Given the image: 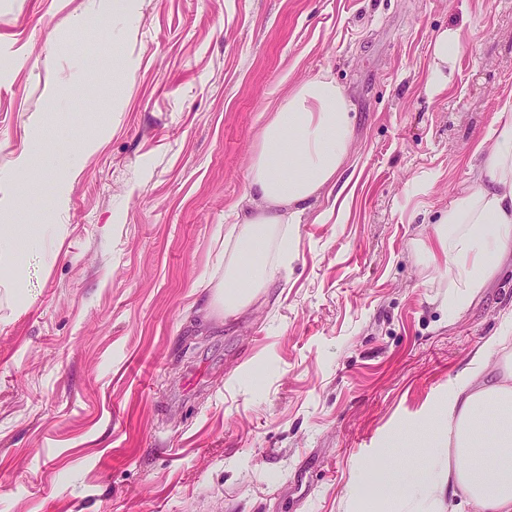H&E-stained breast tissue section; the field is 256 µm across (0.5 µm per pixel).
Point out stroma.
<instances>
[{"mask_svg": "<svg viewBox=\"0 0 512 512\" xmlns=\"http://www.w3.org/2000/svg\"><path fill=\"white\" fill-rule=\"evenodd\" d=\"M118 2L0 0V206L61 229L0 267V512H365L375 473L424 477L512 311V252L453 320L422 252L512 101V0ZM325 73L357 107L338 196L277 287L199 322L262 112ZM461 51L458 31L447 29L440 32L431 44V74L428 91L437 93L448 87L452 76V63Z\"/></svg>", "mask_w": 512, "mask_h": 512, "instance_id": "stroma-1", "label": "stroma"}]
</instances>
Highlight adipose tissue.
Returning <instances> with one entry per match:
<instances>
[{
  "label": "adipose tissue",
  "instance_id": "obj_1",
  "mask_svg": "<svg viewBox=\"0 0 512 512\" xmlns=\"http://www.w3.org/2000/svg\"><path fill=\"white\" fill-rule=\"evenodd\" d=\"M461 50L458 33L440 32L431 45L430 92L447 87ZM356 107L344 87L328 75L272 99L249 168L252 207L241 208L227 238L234 248L224 263V286L207 303L208 316L243 311L272 287L292 259L282 227L301 220L312 199L333 190L342 178L354 132ZM481 153L474 182L457 194L438 219L426 255L448 265V313L458 317L495 274L512 247V109L497 113ZM478 351L458 374L448 394L444 425L429 441L432 468L425 485L409 498L419 512H444L445 501L462 498L469 512H512V368L487 378L490 360L506 336Z\"/></svg>",
  "mask_w": 512,
  "mask_h": 512
}]
</instances>
